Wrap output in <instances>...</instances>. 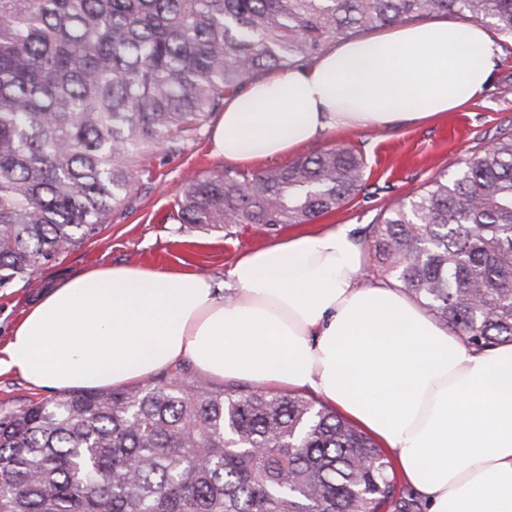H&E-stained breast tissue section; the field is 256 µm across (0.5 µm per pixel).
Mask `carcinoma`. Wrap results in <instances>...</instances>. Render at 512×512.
Masks as SVG:
<instances>
[{"label": "carcinoma", "mask_w": 512, "mask_h": 512, "mask_svg": "<svg viewBox=\"0 0 512 512\" xmlns=\"http://www.w3.org/2000/svg\"><path fill=\"white\" fill-rule=\"evenodd\" d=\"M512 0H0V288L96 236L224 99L337 38ZM336 145L189 181L179 224H304L352 201ZM375 271L470 346L512 343V133L365 229ZM393 460L315 400L164 375L0 410V512H382Z\"/></svg>", "instance_id": "carcinoma-1"}]
</instances>
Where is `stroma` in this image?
<instances>
[{
  "label": "stroma",
  "instance_id": "35a3bbf8",
  "mask_svg": "<svg viewBox=\"0 0 512 512\" xmlns=\"http://www.w3.org/2000/svg\"><path fill=\"white\" fill-rule=\"evenodd\" d=\"M497 45L500 54L494 77L485 93L467 108L425 124L345 131L311 144L314 152L336 145L355 147L367 165L366 183L353 201L305 224L273 228L234 224L221 230L176 224L171 213L184 184L193 176L226 168L211 152L212 127H205L180 156L155 159L152 183L138 191L125 215L41 267L30 279L0 290V350L46 286L92 267L122 263L173 270L181 247L188 245L205 258L196 273L221 281L242 252L288 235L339 224L350 225L353 234H361L381 208L404 201L434 177L453 175L461 161L501 133L512 132V93L502 92L504 81L512 77V38L499 37Z\"/></svg>",
  "mask_w": 512,
  "mask_h": 512
}]
</instances>
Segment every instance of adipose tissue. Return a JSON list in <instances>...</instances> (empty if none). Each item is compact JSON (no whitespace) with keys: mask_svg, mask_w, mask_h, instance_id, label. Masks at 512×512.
Segmentation results:
<instances>
[{"mask_svg":"<svg viewBox=\"0 0 512 512\" xmlns=\"http://www.w3.org/2000/svg\"><path fill=\"white\" fill-rule=\"evenodd\" d=\"M497 51L468 21L337 40L225 100L212 152L250 165L329 133L429 121L480 97ZM364 258L341 226L241 254L224 285L93 268L46 288L0 369L46 390H113L187 359L211 378L306 390L376 437L428 512H512V343L466 345Z\"/></svg>","mask_w":512,"mask_h":512,"instance_id":"obj_1","label":"adipose tissue"}]
</instances>
